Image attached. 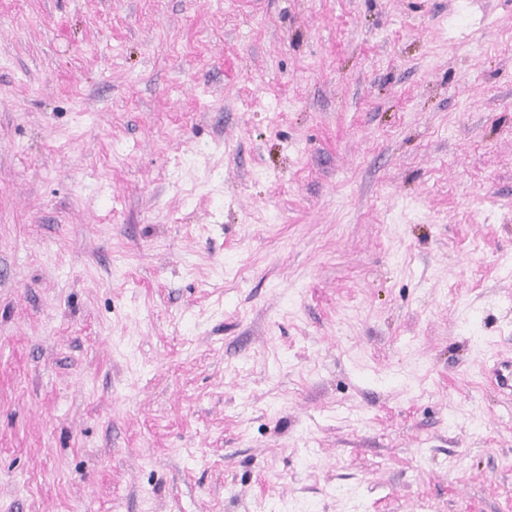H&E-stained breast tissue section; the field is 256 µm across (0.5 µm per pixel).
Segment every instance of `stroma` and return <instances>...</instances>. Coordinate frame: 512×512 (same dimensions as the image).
<instances>
[{"instance_id":"stroma-1","label":"stroma","mask_w":512,"mask_h":512,"mask_svg":"<svg viewBox=\"0 0 512 512\" xmlns=\"http://www.w3.org/2000/svg\"><path fill=\"white\" fill-rule=\"evenodd\" d=\"M0 512H512V0H0Z\"/></svg>"}]
</instances>
